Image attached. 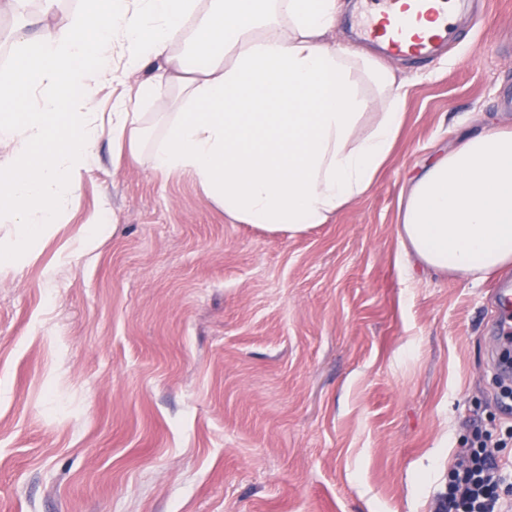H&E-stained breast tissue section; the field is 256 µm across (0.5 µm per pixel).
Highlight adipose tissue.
Returning <instances> with one entry per match:
<instances>
[{
    "mask_svg": "<svg viewBox=\"0 0 512 512\" xmlns=\"http://www.w3.org/2000/svg\"><path fill=\"white\" fill-rule=\"evenodd\" d=\"M8 3L27 25L0 69V222L17 227L1 267L58 223L105 131L113 162L150 149L233 223L291 235L364 197L395 146L405 84L331 41L339 0H81L62 27ZM142 71L101 112V80ZM397 236L439 274L512 266V130L435 152L402 189Z\"/></svg>",
    "mask_w": 512,
    "mask_h": 512,
    "instance_id": "adipose-tissue-1",
    "label": "adipose tissue"
}]
</instances>
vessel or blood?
I'll use <instances>...</instances> for the list:
<instances>
[{
	"mask_svg": "<svg viewBox=\"0 0 512 512\" xmlns=\"http://www.w3.org/2000/svg\"><path fill=\"white\" fill-rule=\"evenodd\" d=\"M457 10L458 0H371L362 32L385 38L393 57L423 61L456 38ZM494 292L504 312L492 329L500 340L512 333V289L502 284Z\"/></svg>",
	"mask_w": 512,
	"mask_h": 512,
	"instance_id": "1",
	"label": "vessel or blood"
}]
</instances>
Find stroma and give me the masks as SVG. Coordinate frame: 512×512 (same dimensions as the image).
<instances>
[{
  "label": "stroma",
  "mask_w": 512,
  "mask_h": 512,
  "mask_svg": "<svg viewBox=\"0 0 512 512\" xmlns=\"http://www.w3.org/2000/svg\"><path fill=\"white\" fill-rule=\"evenodd\" d=\"M345 0L333 35L407 81L373 191L297 235L231 223L151 158L96 165L35 253L0 269V512H435L476 431L507 445L493 284L412 266L401 190L466 131L512 128V0L459 14L429 64ZM114 221L94 251V212ZM107 223L102 212L92 215L86 223L88 230L81 238L80 247L85 250L93 249L99 239L106 234Z\"/></svg>",
  "instance_id": "35a3bbf8"
}]
</instances>
